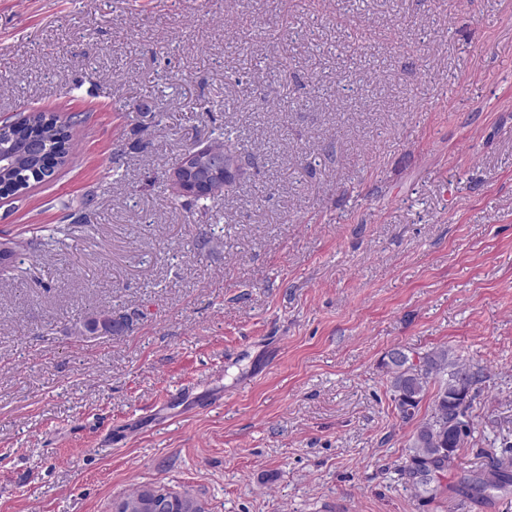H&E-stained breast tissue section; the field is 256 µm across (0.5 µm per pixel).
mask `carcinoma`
I'll list each match as a JSON object with an SVG mask.
<instances>
[{"label": "carcinoma", "instance_id": "cac0c4a2", "mask_svg": "<svg viewBox=\"0 0 512 512\" xmlns=\"http://www.w3.org/2000/svg\"><path fill=\"white\" fill-rule=\"evenodd\" d=\"M8 138H37L44 144V155L31 158L16 171L0 175V196H13L31 186L49 181L75 153L72 125L58 122L44 110H32ZM400 359L384 362L387 388L400 418L409 421L429 391L436 387L432 412L419 423L413 436L411 453L404 466L416 495H434V476L452 467L458 451L471 435L472 422L468 410L475 386L483 380V369L455 359L446 348H437L413 361L403 350ZM512 484V458L489 457L482 473L461 478L459 485L467 495H490ZM171 512H206L205 503L197 496L182 492L176 497Z\"/></svg>", "mask_w": 512, "mask_h": 512}]
</instances>
